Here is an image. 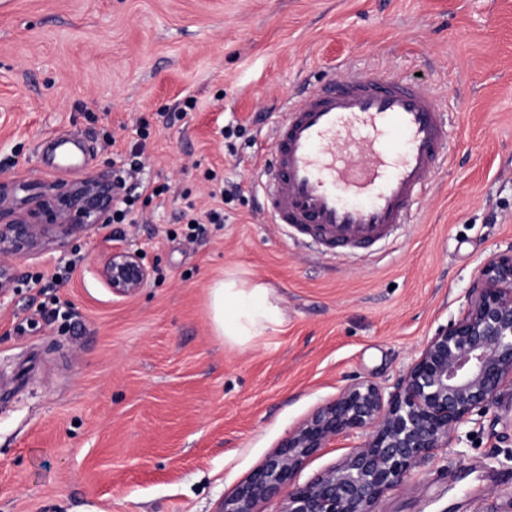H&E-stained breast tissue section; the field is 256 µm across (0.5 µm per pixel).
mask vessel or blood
Here are the masks:
<instances>
[{"instance_id":"obj_1","label":"vessel or blood","mask_w":512,"mask_h":512,"mask_svg":"<svg viewBox=\"0 0 512 512\" xmlns=\"http://www.w3.org/2000/svg\"><path fill=\"white\" fill-rule=\"evenodd\" d=\"M448 118L421 84L378 70L290 97L255 190L273 223L371 250L448 164Z\"/></svg>"}]
</instances>
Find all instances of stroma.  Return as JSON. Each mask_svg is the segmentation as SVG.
<instances>
[{
	"label": "stroma",
	"instance_id": "35a3bbf8",
	"mask_svg": "<svg viewBox=\"0 0 512 512\" xmlns=\"http://www.w3.org/2000/svg\"><path fill=\"white\" fill-rule=\"evenodd\" d=\"M370 69L449 109L448 166L386 246L318 253L252 192L268 115ZM143 120L135 181L169 192L139 202L137 223L13 262L0 512H222L347 383H394L457 317L480 260L512 243V0H0V181L53 182L40 141L57 131L93 145L64 184L120 170ZM189 202L223 208V224L188 241ZM128 244L150 279L121 298L98 266ZM72 258L55 294L27 284ZM227 272L273 289L284 323L244 345L217 336L209 288ZM374 509L512 512V404L474 416Z\"/></svg>",
	"mask_w": 512,
	"mask_h": 512
}]
</instances>
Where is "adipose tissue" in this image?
<instances>
[{
    "label": "adipose tissue",
    "mask_w": 512,
    "mask_h": 512,
    "mask_svg": "<svg viewBox=\"0 0 512 512\" xmlns=\"http://www.w3.org/2000/svg\"><path fill=\"white\" fill-rule=\"evenodd\" d=\"M209 302L216 334L235 344L264 335L284 320L270 288L232 274L211 285Z\"/></svg>",
    "instance_id": "obj_1"
}]
</instances>
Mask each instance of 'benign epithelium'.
<instances>
[{
	"mask_svg": "<svg viewBox=\"0 0 512 512\" xmlns=\"http://www.w3.org/2000/svg\"><path fill=\"white\" fill-rule=\"evenodd\" d=\"M116 198L108 178L91 179L59 195V206L0 183V297L12 284L11 259L33 249L51 231L80 235L112 222ZM99 273L119 297L136 294L149 279L142 253L115 247ZM512 399V245L486 256L456 319L439 327L391 387L371 380L345 385L288 435L265 462L224 497V512H259L281 501L280 512H375L377 500L405 483L422 459L451 444L471 421ZM362 443L341 463L300 485L304 461L339 438Z\"/></svg>",
	"mask_w": 512,
	"mask_h": 512,
	"instance_id": "7a95c632",
	"label": "benign epithelium"
}]
</instances>
